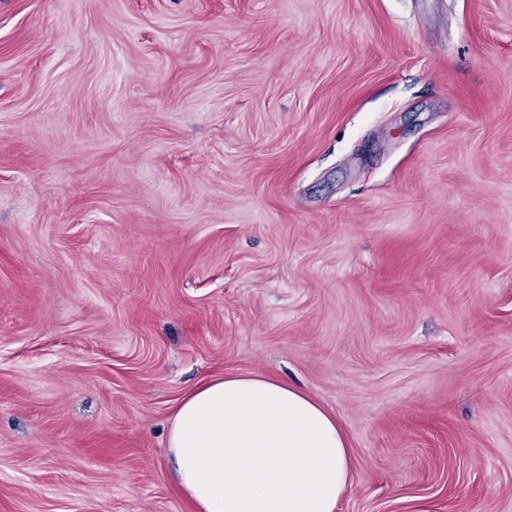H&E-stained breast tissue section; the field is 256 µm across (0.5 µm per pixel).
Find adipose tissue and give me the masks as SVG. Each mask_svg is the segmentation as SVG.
Returning <instances> with one entry per match:
<instances>
[{
	"instance_id": "ef3b65f1",
	"label": "adipose tissue",
	"mask_w": 512,
	"mask_h": 512,
	"mask_svg": "<svg viewBox=\"0 0 512 512\" xmlns=\"http://www.w3.org/2000/svg\"><path fill=\"white\" fill-rule=\"evenodd\" d=\"M167 448L194 512H336L352 450L307 392L252 374L214 377L174 409Z\"/></svg>"
}]
</instances>
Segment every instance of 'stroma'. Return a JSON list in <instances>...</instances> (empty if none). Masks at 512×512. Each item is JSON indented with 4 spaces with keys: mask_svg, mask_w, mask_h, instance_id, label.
<instances>
[{
    "mask_svg": "<svg viewBox=\"0 0 512 512\" xmlns=\"http://www.w3.org/2000/svg\"><path fill=\"white\" fill-rule=\"evenodd\" d=\"M240 374L336 512H512V0H0V512H192ZM167 448L194 512H335L352 448L307 392L245 374L191 388L174 409Z\"/></svg>",
    "mask_w": 512,
    "mask_h": 512,
    "instance_id": "35a3bbf8",
    "label": "stroma"
}]
</instances>
